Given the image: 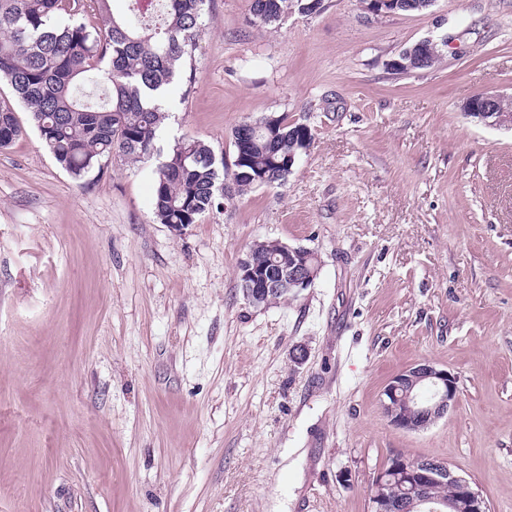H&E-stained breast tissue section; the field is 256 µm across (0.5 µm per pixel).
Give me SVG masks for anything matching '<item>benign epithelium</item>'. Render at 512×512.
Listing matches in <instances>:
<instances>
[{
	"mask_svg": "<svg viewBox=\"0 0 512 512\" xmlns=\"http://www.w3.org/2000/svg\"><path fill=\"white\" fill-rule=\"evenodd\" d=\"M365 9L376 15L395 13L397 0H363ZM464 112L488 126L512 127L505 113L512 112V96L482 93L466 101ZM270 126L246 121L237 127L240 150L234 164L235 178L262 182L247 169L245 149L261 131ZM319 270L317 254L303 247L290 246L280 240H265L252 248L240 262L238 280L247 301L254 306L266 305L275 295L290 298L308 288ZM458 403V384L450 372L425 361L395 375L383 390L380 405L389 423L406 432H420L448 415ZM446 482L453 489L448 503L451 512H489L481 491L465 476L445 462L426 459L413 467L398 460L389 469L376 473L370 489L371 512H406V504L420 503L423 491L432 483ZM396 485L401 490L396 501L385 499L377 490Z\"/></svg>",
	"mask_w": 512,
	"mask_h": 512,
	"instance_id": "obj_1",
	"label": "benign epithelium"
}]
</instances>
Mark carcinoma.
Here are the masks:
<instances>
[{"label":"carcinoma","mask_w":512,"mask_h":512,"mask_svg":"<svg viewBox=\"0 0 512 512\" xmlns=\"http://www.w3.org/2000/svg\"><path fill=\"white\" fill-rule=\"evenodd\" d=\"M0 0V81L30 110L43 145L55 162L77 180L104 169L118 155L146 163L166 119L164 99L186 63L193 61L203 30L205 0H157L158 14L145 16L140 0ZM324 0H251L249 21L278 25L294 12L318 15ZM93 13L103 27L85 22ZM101 86L105 100L78 96L86 85ZM22 134L12 107L0 102V149ZM311 135L288 116H276L272 135L252 147L254 170L267 172L273 161ZM227 162L204 141L186 136L156 164L153 215L161 224H195L224 196ZM453 496L446 484L429 487L425 512H448Z\"/></svg>","instance_id":"carcinoma-1"}]
</instances>
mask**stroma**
I'll return each mask as SVG.
<instances>
[{
    "instance_id": "1",
    "label": "stroma",
    "mask_w": 512,
    "mask_h": 512,
    "mask_svg": "<svg viewBox=\"0 0 512 512\" xmlns=\"http://www.w3.org/2000/svg\"><path fill=\"white\" fill-rule=\"evenodd\" d=\"M249 7L207 0L157 147L228 155L235 125L273 113L312 143L284 185L179 233L153 218L150 165L74 180L0 82L24 127L0 150V512H368L396 453L512 512V129L462 110L512 95V0H325L275 27ZM427 38L433 68L390 69ZM264 239L320 270L256 307L237 267ZM423 361L459 402L405 432L381 394Z\"/></svg>"
}]
</instances>
